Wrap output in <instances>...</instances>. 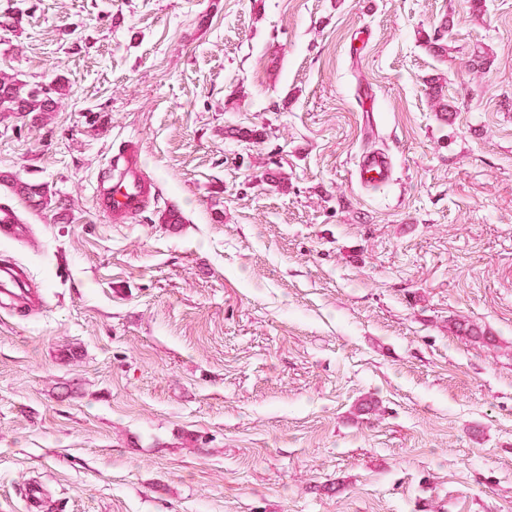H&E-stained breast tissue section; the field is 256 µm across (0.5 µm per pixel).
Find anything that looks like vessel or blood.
Masks as SVG:
<instances>
[{"label":"vessel or blood","instance_id":"b4317fda","mask_svg":"<svg viewBox=\"0 0 512 512\" xmlns=\"http://www.w3.org/2000/svg\"><path fill=\"white\" fill-rule=\"evenodd\" d=\"M116 172L103 180L96 190V209L108 218H127L139 213L147 204L150 187L144 180L139 155L131 146L120 147L116 155ZM392 176L389 156L378 151L363 155L355 171L360 185L374 187L387 182ZM30 227L9 206H0V237L24 240Z\"/></svg>","mask_w":512,"mask_h":512}]
</instances>
